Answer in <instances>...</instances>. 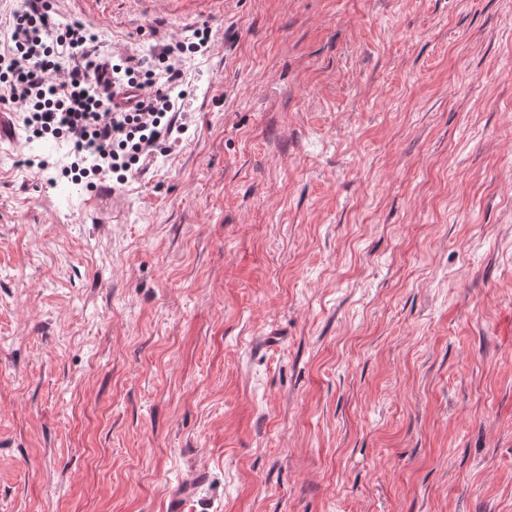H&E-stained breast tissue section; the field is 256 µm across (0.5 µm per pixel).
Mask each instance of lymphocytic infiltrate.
<instances>
[{
  "label": "lymphocytic infiltrate",
  "instance_id": "f902f5d3",
  "mask_svg": "<svg viewBox=\"0 0 512 512\" xmlns=\"http://www.w3.org/2000/svg\"><path fill=\"white\" fill-rule=\"evenodd\" d=\"M0 13V108L27 138L65 142L74 179L109 173L124 184L173 149L184 131L182 62L210 48L209 27L138 56L112 52L92 24L62 19L54 0H0ZM119 89L136 90L132 108L113 107Z\"/></svg>",
  "mask_w": 512,
  "mask_h": 512
}]
</instances>
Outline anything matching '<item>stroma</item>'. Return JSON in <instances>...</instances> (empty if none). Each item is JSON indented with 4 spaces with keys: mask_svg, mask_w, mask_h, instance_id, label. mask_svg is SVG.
<instances>
[{
    "mask_svg": "<svg viewBox=\"0 0 512 512\" xmlns=\"http://www.w3.org/2000/svg\"><path fill=\"white\" fill-rule=\"evenodd\" d=\"M56 8L215 41L126 184L0 146V512H512V0Z\"/></svg>",
    "mask_w": 512,
    "mask_h": 512,
    "instance_id": "stroma-1",
    "label": "stroma"
}]
</instances>
